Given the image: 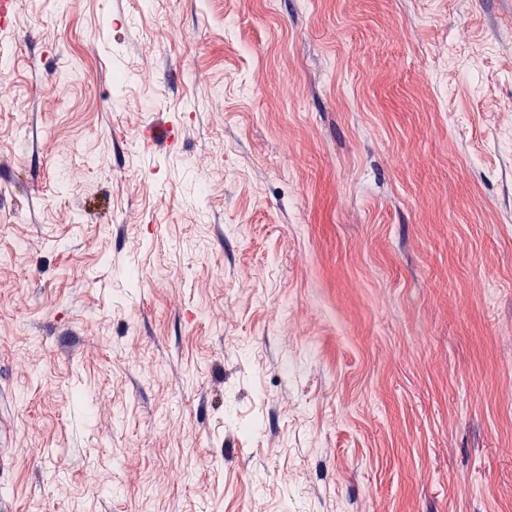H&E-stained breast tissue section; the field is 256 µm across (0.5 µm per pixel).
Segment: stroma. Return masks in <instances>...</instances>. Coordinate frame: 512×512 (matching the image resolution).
<instances>
[{
    "label": "stroma",
    "mask_w": 512,
    "mask_h": 512,
    "mask_svg": "<svg viewBox=\"0 0 512 512\" xmlns=\"http://www.w3.org/2000/svg\"><path fill=\"white\" fill-rule=\"evenodd\" d=\"M12 3L0 512H512V0Z\"/></svg>",
    "instance_id": "stroma-1"
}]
</instances>
